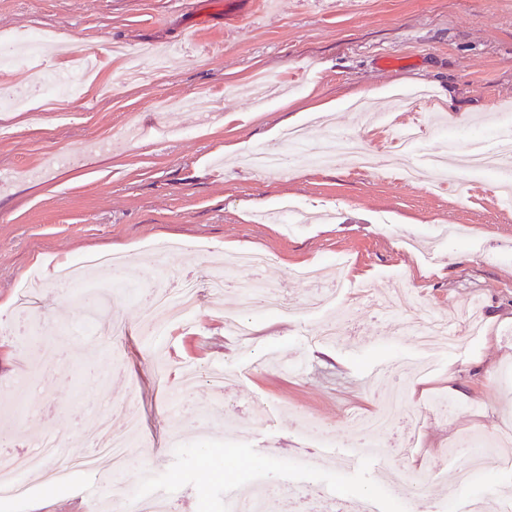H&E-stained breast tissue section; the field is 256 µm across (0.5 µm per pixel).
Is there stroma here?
I'll use <instances>...</instances> for the list:
<instances>
[{"instance_id": "obj_1", "label": "stroma", "mask_w": 512, "mask_h": 512, "mask_svg": "<svg viewBox=\"0 0 512 512\" xmlns=\"http://www.w3.org/2000/svg\"><path fill=\"white\" fill-rule=\"evenodd\" d=\"M32 30L96 50L101 62L66 98L68 119L0 115L12 129L0 139V428L15 433L0 453L67 434L50 460L62 482L28 477V496L0 500V512L40 503L44 512H101L118 500L132 512L144 494L165 496L171 512H227L225 487L259 480L273 512H334L335 495L352 504L376 496L379 512H464L473 498L512 496V460L490 457L468 485L453 482L471 466L470 445L512 426V209L489 192H434L343 160L266 175L244 160L295 126L305 127L309 153H324V118L371 136V123L347 108L363 97L398 121L434 127L414 163L495 141L512 118V0H0L1 36ZM176 41L181 55L160 71L144 59L133 84L109 52ZM76 69L74 55H48L38 70H0V87ZM258 77L280 87L263 109L247 97ZM132 125L145 137L120 145ZM50 152L66 163L45 167ZM32 166L45 167L41 180L28 179ZM283 198L309 222L262 221ZM163 243L174 247L166 287L240 251L266 253L256 277L284 287L292 310L254 305L252 335H233L224 319L239 306L229 288L144 335L140 297L118 291L107 321L88 335L71 330L83 311L56 287L59 268L112 253L124 258L122 282L142 286ZM302 267L340 285L313 313L306 303L320 284L297 277ZM36 275L43 287L30 314L14 315ZM362 283L411 288L434 311L455 310L461 344L425 348L398 335L366 307ZM332 319L344 335L315 341ZM189 368L200 379L183 394ZM217 370L226 376L219 389L207 380ZM383 372L388 388L405 386L419 429L399 428L383 452L349 461L359 445L349 414L374 409L371 381ZM20 397L36 413L15 414ZM133 415L141 445L121 482L75 468L96 453L88 430L104 419L122 433ZM410 437L418 445L406 455L399 444ZM424 459L420 493L395 497L393 480Z\"/></svg>"}]
</instances>
